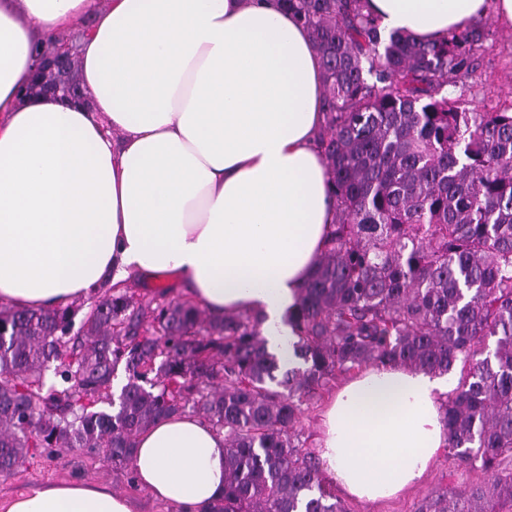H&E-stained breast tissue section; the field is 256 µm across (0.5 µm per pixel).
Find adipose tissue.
Instances as JSON below:
<instances>
[{
    "instance_id": "1",
    "label": "adipose tissue",
    "mask_w": 512,
    "mask_h": 512,
    "mask_svg": "<svg viewBox=\"0 0 512 512\" xmlns=\"http://www.w3.org/2000/svg\"><path fill=\"white\" fill-rule=\"evenodd\" d=\"M385 30L435 40L512 0H368ZM96 19L79 70L93 108L21 101L54 39ZM324 78L307 29L277 0H0V301L59 309L129 276L169 277L211 316L257 313L269 353L296 366L287 316L331 230L315 135ZM455 386L371 367L328 404L317 454L349 497L421 482L447 447L439 398ZM137 485L179 512L224 494V436L194 415L136 438ZM5 512H134L111 489L36 486Z\"/></svg>"
}]
</instances>
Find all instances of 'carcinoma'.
Listing matches in <instances>:
<instances>
[{
  "label": "carcinoma",
  "mask_w": 512,
  "mask_h": 512,
  "mask_svg": "<svg viewBox=\"0 0 512 512\" xmlns=\"http://www.w3.org/2000/svg\"><path fill=\"white\" fill-rule=\"evenodd\" d=\"M279 2L325 77L316 141L335 203L290 316L301 366L281 369L251 313L135 306L109 288L73 334L68 306H0V475L40 448L128 467L139 432L191 411L224 433V499L210 512H347L301 439L304 405L366 366H459L442 404L448 454L488 480L418 512H512V105L442 93L473 71L489 30L424 42L385 33L366 0Z\"/></svg>",
  "instance_id": "1"
}]
</instances>
